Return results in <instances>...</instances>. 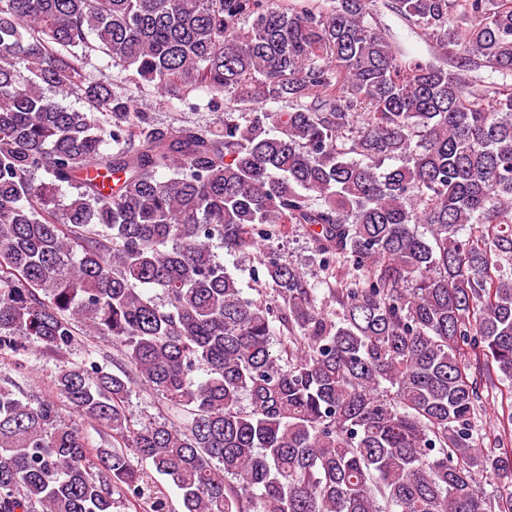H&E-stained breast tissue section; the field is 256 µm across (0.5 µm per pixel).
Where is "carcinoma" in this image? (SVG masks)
Wrapping results in <instances>:
<instances>
[{"label": "carcinoma", "instance_id": "obj_1", "mask_svg": "<svg viewBox=\"0 0 512 512\" xmlns=\"http://www.w3.org/2000/svg\"><path fill=\"white\" fill-rule=\"evenodd\" d=\"M330 2L0 0V365L55 361L40 399L0 378V512H167L157 475L184 512H512V0H390L469 77ZM95 52L224 117L153 124ZM288 224L335 314L274 249L258 299L214 255ZM100 350V352H104L105 354L109 355L111 359H113L114 364L117 365L115 362H124V356L121 355L120 351H118V348L116 346H113L111 342H106L101 339H86L83 337H80L78 340V343L75 345L73 349V359L77 360L79 359L83 353L87 350ZM128 402V412L134 422L140 421L145 415L170 417L173 414L154 394L138 385L132 387Z\"/></svg>", "mask_w": 512, "mask_h": 512}]
</instances>
